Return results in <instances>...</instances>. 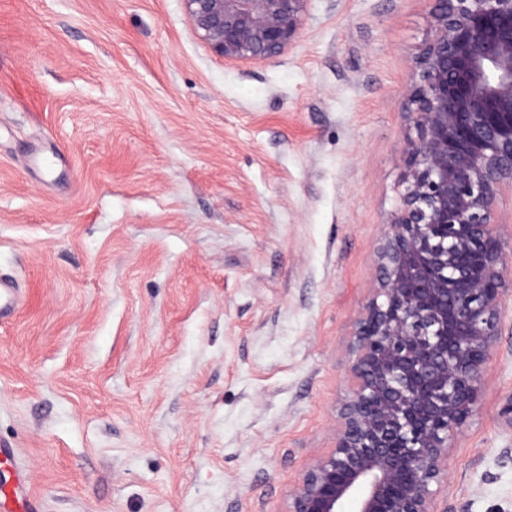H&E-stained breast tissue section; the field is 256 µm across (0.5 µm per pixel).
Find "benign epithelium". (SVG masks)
Masks as SVG:
<instances>
[{"label":"benign epithelium","instance_id":"7a95c632","mask_svg":"<svg viewBox=\"0 0 512 512\" xmlns=\"http://www.w3.org/2000/svg\"><path fill=\"white\" fill-rule=\"evenodd\" d=\"M229 63L275 59L309 0H184ZM414 57L404 191L377 248L378 287L345 341L336 445L288 512H438L449 450L476 411L512 295L499 203L512 193V0H432Z\"/></svg>","mask_w":512,"mask_h":512}]
</instances>
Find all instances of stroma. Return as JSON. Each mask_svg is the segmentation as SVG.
<instances>
[{"instance_id":"35a3bbf8","label":"stroma","mask_w":512,"mask_h":512,"mask_svg":"<svg viewBox=\"0 0 512 512\" xmlns=\"http://www.w3.org/2000/svg\"><path fill=\"white\" fill-rule=\"evenodd\" d=\"M430 10L311 0L229 64L184 0H0V442L38 512H288L336 443ZM507 306L440 512H512ZM21 299L16 286L0 282V321L10 320L20 307Z\"/></svg>"}]
</instances>
